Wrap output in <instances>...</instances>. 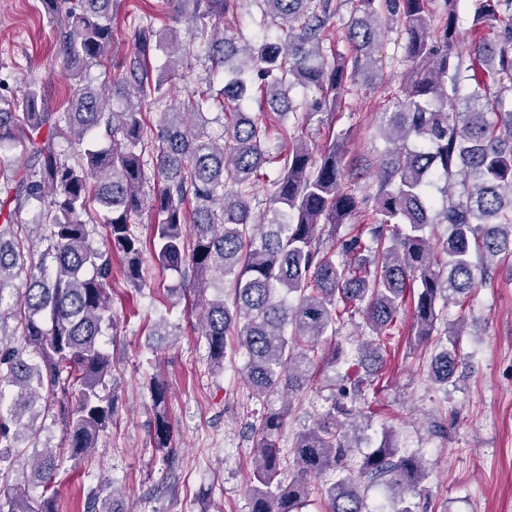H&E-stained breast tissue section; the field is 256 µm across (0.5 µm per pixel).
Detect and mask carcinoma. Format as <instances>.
Returning <instances> with one entry per match:
<instances>
[{
    "label": "carcinoma",
    "instance_id": "obj_1",
    "mask_svg": "<svg viewBox=\"0 0 512 512\" xmlns=\"http://www.w3.org/2000/svg\"><path fill=\"white\" fill-rule=\"evenodd\" d=\"M116 2L42 0L74 81L63 111L47 110L35 79L19 94L0 83V149L19 147L32 159L0 174V304L5 290H21L17 309H0V340L19 336L17 344H0V467L34 456L23 479L0 483V512H57L59 463L79 462L112 426V362L99 343L103 329L113 327L112 256H119L121 277L141 286L148 253L192 283L182 295H191L200 312L212 368L243 356L241 375L257 402L278 389L290 399L310 390L328 361L341 360L343 346L327 349L324 339L345 321L359 317L373 334L360 347V364L347 367L346 387L326 399L289 452L280 441L291 408L257 419L251 512H301L314 482L325 512H428L427 504L405 499L429 478L419 452L391 436L357 467L353 452L372 419L368 392L376 391L401 311L412 313L428 379L446 386L456 374L457 342L437 324L449 305L470 300L489 267L512 257V54L505 48L512 24L461 52L457 0H445L440 25L431 0H349L351 52L331 62L323 33L337 12L333 0H257L263 27L275 33L256 46L221 32L230 0H166L173 21L191 15L202 36L213 28L208 58L224 67V86L173 96L168 81L190 50L176 29L141 20L133 24L124 72L112 79L124 86L112 106L84 72L103 66L113 50ZM510 12L512 0H473L472 27L491 28ZM391 24L399 26L407 72L381 113L387 147L375 159L374 192L361 195L345 179V132H331L317 150L296 131L337 107L349 85L374 67ZM158 56L165 58L159 73ZM295 85L313 87L319 97L296 103ZM254 92L272 113L293 118L281 129L286 152L265 148V123L244 106ZM216 104L229 109L218 137L207 131ZM148 108L159 110L154 127L141 118ZM101 128L110 138L104 149L94 144ZM60 139L75 147L72 155L57 150ZM267 165L276 176L262 201L255 188ZM34 201L48 202L39 222L19 224ZM369 208V223H351ZM144 209L155 217L147 242L132 229ZM93 211L105 227L103 249L91 240ZM431 224L448 229L429 237ZM343 226L348 232L341 235ZM32 232L46 243L35 265L22 239ZM328 238L338 245H326ZM216 282L218 294L206 297ZM149 391L154 447L169 458L168 390L155 380ZM40 416L63 426L54 449H37ZM380 486L395 497L369 503V489ZM85 512L126 510L100 485Z\"/></svg>",
    "mask_w": 512,
    "mask_h": 512
}]
</instances>
